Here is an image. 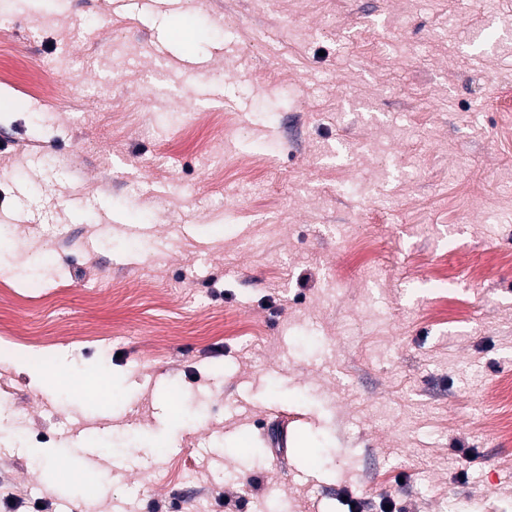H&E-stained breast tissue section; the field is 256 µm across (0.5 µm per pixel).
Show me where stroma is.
<instances>
[{
	"label": "stroma",
	"mask_w": 512,
	"mask_h": 512,
	"mask_svg": "<svg viewBox=\"0 0 512 512\" xmlns=\"http://www.w3.org/2000/svg\"><path fill=\"white\" fill-rule=\"evenodd\" d=\"M160 2L0 0V512H512V15Z\"/></svg>",
	"instance_id": "stroma-1"
}]
</instances>
